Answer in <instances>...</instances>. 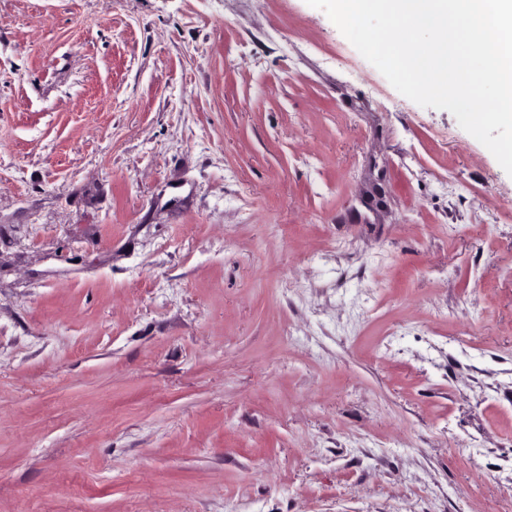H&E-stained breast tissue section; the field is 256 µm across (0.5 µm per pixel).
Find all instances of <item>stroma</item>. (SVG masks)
I'll list each match as a JSON object with an SVG mask.
<instances>
[{
  "label": "stroma",
  "mask_w": 512,
  "mask_h": 512,
  "mask_svg": "<svg viewBox=\"0 0 512 512\" xmlns=\"http://www.w3.org/2000/svg\"><path fill=\"white\" fill-rule=\"evenodd\" d=\"M0 512H512V176L306 0H0Z\"/></svg>",
  "instance_id": "stroma-1"
}]
</instances>
